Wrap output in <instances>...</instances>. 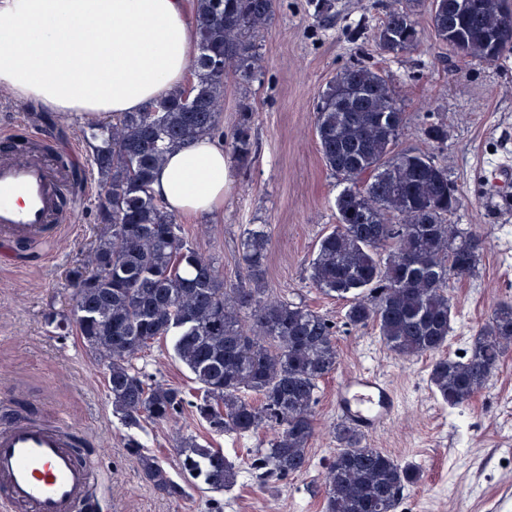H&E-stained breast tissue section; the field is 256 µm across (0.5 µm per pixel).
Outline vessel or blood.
I'll list each match as a JSON object with an SVG mask.
<instances>
[{
    "instance_id": "1",
    "label": "vessel or blood",
    "mask_w": 512,
    "mask_h": 512,
    "mask_svg": "<svg viewBox=\"0 0 512 512\" xmlns=\"http://www.w3.org/2000/svg\"><path fill=\"white\" fill-rule=\"evenodd\" d=\"M0 140V244L33 243L57 230L65 211V174L42 150L13 158ZM399 397L377 373H352L336 385V411L363 434L395 416ZM98 470L77 435L60 422L17 419L0 424V512H98Z\"/></svg>"
}]
</instances>
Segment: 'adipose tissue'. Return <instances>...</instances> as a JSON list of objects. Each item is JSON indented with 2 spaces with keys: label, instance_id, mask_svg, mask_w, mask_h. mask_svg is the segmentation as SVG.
<instances>
[{
  "label": "adipose tissue",
  "instance_id": "obj_1",
  "mask_svg": "<svg viewBox=\"0 0 512 512\" xmlns=\"http://www.w3.org/2000/svg\"><path fill=\"white\" fill-rule=\"evenodd\" d=\"M193 53L184 0H0V87L52 112L141 111L184 86ZM227 165L203 138L171 151L152 188L168 212L211 213Z\"/></svg>",
  "mask_w": 512,
  "mask_h": 512
}]
</instances>
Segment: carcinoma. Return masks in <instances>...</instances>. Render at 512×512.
<instances>
[{"label":"carcinoma","mask_w":512,"mask_h":512,"mask_svg":"<svg viewBox=\"0 0 512 512\" xmlns=\"http://www.w3.org/2000/svg\"><path fill=\"white\" fill-rule=\"evenodd\" d=\"M502 0H432L435 36L463 58L492 61L488 38L505 35L512 51V17ZM275 0H195L196 53L192 81L163 97L165 109L124 112L91 127L99 176L98 221L105 231L91 254L69 270L71 315L104 367L113 412L129 427L167 424L188 401L170 384H149L131 360L169 338L201 397L195 413L218 433L277 428L255 466L287 477L308 464L319 383L336 369V330L301 303L265 298V289L229 288L214 262L187 241L182 225L152 189L169 148L220 131L224 69L249 79L257 62L255 33L274 15ZM375 42L387 54L418 46L412 11L387 13ZM403 112L385 74L353 65L319 95L315 133L325 165L347 183L336 198L337 225L319 243L310 281L345 299L346 322L375 324L384 345L402 357L434 356L430 384L450 408L470 401L512 349V302L493 309L469 356L444 353L452 322L453 284L473 275L481 242L447 223L461 203L448 172L427 151H394ZM430 145L448 138L439 125L422 130ZM246 166L253 154L252 112L246 107L226 140ZM269 235L248 230L241 241L250 280L260 283ZM336 454L326 474L325 512H395L420 472L370 448L338 423ZM127 454L144 479L169 497L189 489L222 491L235 479L224 454L194 440L178 449L180 480L130 436Z\"/></svg>","instance_id":"obj_1"}]
</instances>
